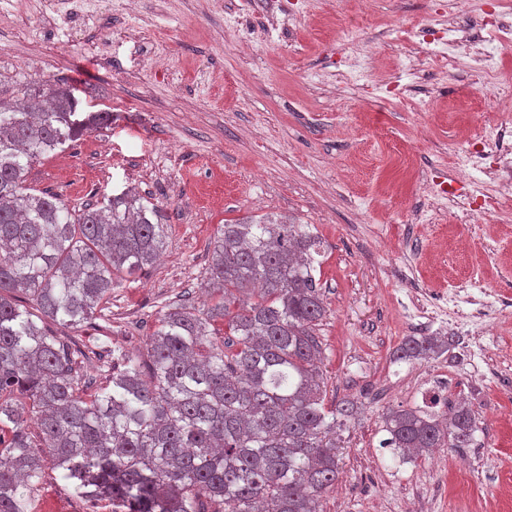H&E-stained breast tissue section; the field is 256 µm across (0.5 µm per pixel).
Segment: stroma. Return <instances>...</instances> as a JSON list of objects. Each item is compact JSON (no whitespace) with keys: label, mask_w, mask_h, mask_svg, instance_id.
Here are the masks:
<instances>
[{"label":"stroma","mask_w":512,"mask_h":512,"mask_svg":"<svg viewBox=\"0 0 512 512\" xmlns=\"http://www.w3.org/2000/svg\"><path fill=\"white\" fill-rule=\"evenodd\" d=\"M485 0H0V74L67 78L79 109L112 112L42 159L28 184L76 207L136 188L161 208L168 246L119 278L101 318L73 331L80 381L104 385L111 351L143 353L165 303L199 307L220 225L266 214L309 225L327 312L316 330L325 402L355 401L340 478L321 512H475L512 479V320L490 318L459 347L397 363L406 336H452L472 309L413 318L417 293L466 283L512 300V220L481 218V243L435 191L483 182L457 165L485 124H512V40L488 34ZM455 13L501 70L417 53L411 29ZM420 102L400 103L398 93ZM445 369L448 402L476 415L470 447L402 458L381 445L389 411L423 406L425 374ZM112 512L45 472L37 503Z\"/></svg>","instance_id":"obj_1"}]
</instances>
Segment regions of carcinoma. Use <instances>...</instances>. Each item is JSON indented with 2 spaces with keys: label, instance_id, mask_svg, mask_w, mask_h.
<instances>
[{
  "label": "carcinoma",
  "instance_id": "carcinoma-1",
  "mask_svg": "<svg viewBox=\"0 0 512 512\" xmlns=\"http://www.w3.org/2000/svg\"><path fill=\"white\" fill-rule=\"evenodd\" d=\"M78 106L66 81L0 75V512H33L47 461L77 495L129 512H320L339 474L336 434L357 405L325 407L320 241L308 225H222L205 271L214 304L167 305L144 359L112 365L103 387L79 386L82 350L52 326L92 320L116 278L152 266L168 235L161 210L131 190L76 210L28 186L34 163L111 129V111ZM456 343L406 336L393 356L413 363ZM385 430L405 453L467 448L477 424L460 404L392 410Z\"/></svg>",
  "mask_w": 512,
  "mask_h": 512
}]
</instances>
